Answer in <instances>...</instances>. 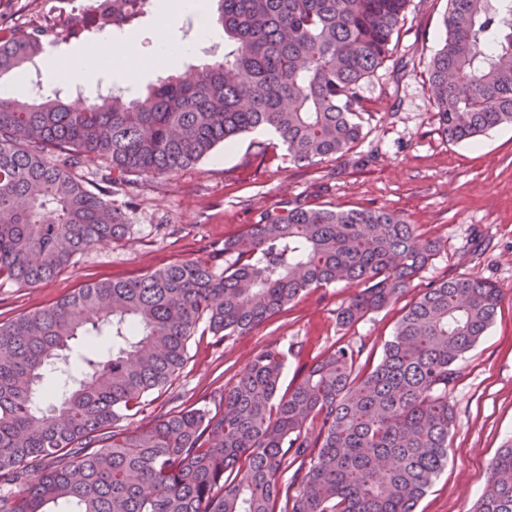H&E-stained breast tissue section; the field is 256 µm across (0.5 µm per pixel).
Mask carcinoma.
Returning <instances> with one entry per match:
<instances>
[{
  "label": "carcinoma",
  "instance_id": "carcinoma-1",
  "mask_svg": "<svg viewBox=\"0 0 512 512\" xmlns=\"http://www.w3.org/2000/svg\"><path fill=\"white\" fill-rule=\"evenodd\" d=\"M145 0H110L113 29ZM224 59L166 76L145 95L112 89L0 97V279L52 280L126 214L77 168L109 164L113 186L169 177L221 143L274 133L311 165L362 138L364 84L391 52L408 0H216ZM428 63L439 129L473 142L512 125V0H448ZM46 32L0 37V77L47 52ZM439 250L384 209L284 202L234 239L224 271L177 262L92 281L0 324V512H415L448 462V389L485 336L502 291L450 278L406 308L379 362L341 344L279 394L290 349L271 342L218 394L132 429L187 361L199 325L245 333L312 288L357 283L344 325L399 298ZM298 468H293L295 462ZM293 471L285 485L282 477ZM473 512H512V440Z\"/></svg>",
  "mask_w": 512,
  "mask_h": 512
}]
</instances>
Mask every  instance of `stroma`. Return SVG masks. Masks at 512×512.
<instances>
[{
    "label": "stroma",
    "instance_id": "1",
    "mask_svg": "<svg viewBox=\"0 0 512 512\" xmlns=\"http://www.w3.org/2000/svg\"><path fill=\"white\" fill-rule=\"evenodd\" d=\"M56 7V0H0V30L44 28ZM447 7L448 0H410L392 56L364 87V138L342 156L293 164L274 136L255 132L217 146L172 177L140 179L120 191L104 161H89L81 172L85 185L126 213L127 236L89 248L48 283L0 280V322L45 308L93 280L133 278L189 259L223 269L216 251L225 239L288 200L391 211L440 244L398 300L345 326L338 313L355 286L314 288L247 333L194 336L186 366L155 392L153 408L165 413L211 402L275 340L292 348L280 381L285 390L340 344L362 346L360 363L372 367L416 295L450 277L482 279L501 288L503 300L448 394L456 415L448 464L416 507L470 512L491 460L512 439V125L491 129L474 144L448 142L439 132L427 64L443 42ZM262 149L268 162L257 156Z\"/></svg>",
    "mask_w": 512,
    "mask_h": 512
}]
</instances>
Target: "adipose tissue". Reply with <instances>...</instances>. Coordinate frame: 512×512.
<instances>
[{
    "mask_svg": "<svg viewBox=\"0 0 512 512\" xmlns=\"http://www.w3.org/2000/svg\"><path fill=\"white\" fill-rule=\"evenodd\" d=\"M160 15L154 47L146 56L136 55L125 35L109 32L100 43L70 50L65 60L49 57L44 70L47 87H55L58 72H65L69 81L94 90L102 71H110L117 80L127 75L149 71L175 58L192 54L200 45L218 40L219 33L208 19V0H159ZM182 14L194 15L198 23L193 39L180 41L169 33V24Z\"/></svg>",
    "mask_w": 512,
    "mask_h": 512,
    "instance_id": "obj_1",
    "label": "adipose tissue"
}]
</instances>
